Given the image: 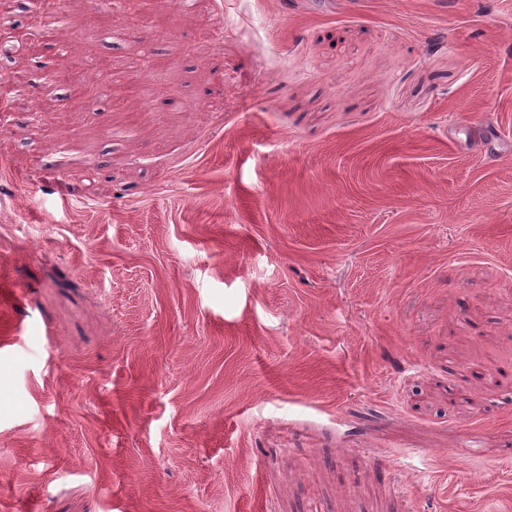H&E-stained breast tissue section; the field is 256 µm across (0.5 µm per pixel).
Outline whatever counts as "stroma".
<instances>
[{"label":"stroma","instance_id":"obj_1","mask_svg":"<svg viewBox=\"0 0 512 512\" xmlns=\"http://www.w3.org/2000/svg\"><path fill=\"white\" fill-rule=\"evenodd\" d=\"M0 71V512H512V0H61ZM156 94L145 99V83Z\"/></svg>","mask_w":512,"mask_h":512}]
</instances>
